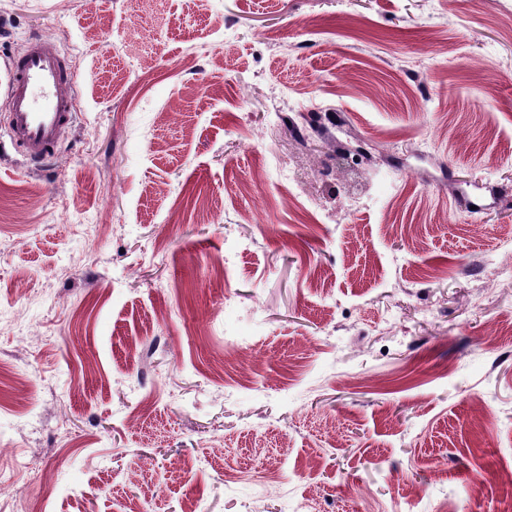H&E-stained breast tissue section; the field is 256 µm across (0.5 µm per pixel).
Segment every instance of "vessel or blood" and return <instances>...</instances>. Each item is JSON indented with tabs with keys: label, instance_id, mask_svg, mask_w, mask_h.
Returning a JSON list of instances; mask_svg holds the SVG:
<instances>
[{
	"label": "vessel or blood",
	"instance_id": "b4317fda",
	"mask_svg": "<svg viewBox=\"0 0 512 512\" xmlns=\"http://www.w3.org/2000/svg\"><path fill=\"white\" fill-rule=\"evenodd\" d=\"M9 136L32 163L53 156L73 121L67 57L55 40L37 37L6 63Z\"/></svg>",
	"mask_w": 512,
	"mask_h": 512
}]
</instances>
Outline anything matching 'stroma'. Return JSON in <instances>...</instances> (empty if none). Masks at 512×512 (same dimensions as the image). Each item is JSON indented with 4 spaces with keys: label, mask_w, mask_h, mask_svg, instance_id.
Returning a JSON list of instances; mask_svg holds the SVG:
<instances>
[{
    "label": "stroma",
    "mask_w": 512,
    "mask_h": 512,
    "mask_svg": "<svg viewBox=\"0 0 512 512\" xmlns=\"http://www.w3.org/2000/svg\"><path fill=\"white\" fill-rule=\"evenodd\" d=\"M39 36L75 120L36 170L0 122L18 512H512V0H0V91Z\"/></svg>",
    "instance_id": "obj_1"
}]
</instances>
